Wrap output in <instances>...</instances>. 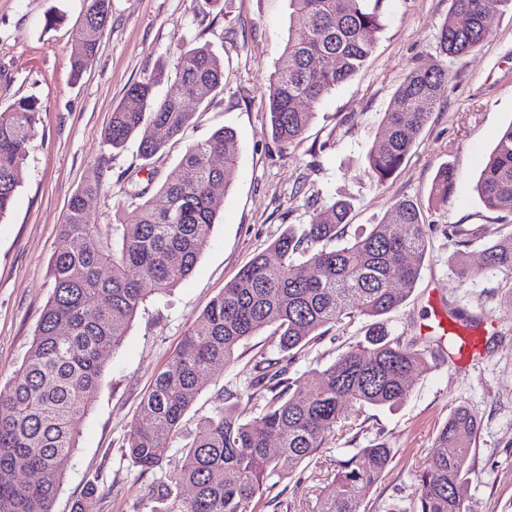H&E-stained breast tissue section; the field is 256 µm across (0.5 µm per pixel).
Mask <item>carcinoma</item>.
<instances>
[{
	"mask_svg": "<svg viewBox=\"0 0 512 512\" xmlns=\"http://www.w3.org/2000/svg\"><path fill=\"white\" fill-rule=\"evenodd\" d=\"M384 0H290L291 21L301 37L287 44L269 81L264 103L274 139L294 143L315 108L351 80L370 57L383 28ZM112 0H87L74 41V77L100 47ZM486 0H451L437 36L445 60L411 70L395 91L381 132L367 157L366 173L382 185L401 167L451 86L446 59L476 51L486 34ZM166 85L163 96L155 88ZM224 88V60L209 46L184 50L172 73L157 69L133 83L112 111L104 141L123 148L146 125L139 154L150 159L177 139L194 113ZM42 104L33 96L0 113V218L11 208L21 183L27 149ZM223 128L187 146L156 196L130 184L123 220L89 224L86 201L101 189L86 180L71 197L50 263L52 295L21 367L0 389V512H54L63 482L59 461L77 449L80 431L106 367L105 354L118 346L140 307L167 293L193 271L201 244L217 217L212 188L229 187L237 160ZM224 155L216 166L212 158ZM456 173L439 167L431 195L447 203ZM483 206L512 216V124L500 134L476 185ZM349 205L332 200L310 222L289 226L272 248L278 261L256 255L195 316L166 367L144 396L131 427L125 455L141 472L169 458L182 418L207 386L213 366L228 363L242 340L267 327L280 357L256 361L247 388L263 400L260 413L242 415L226 390L197 431L176 450L172 469L153 486L150 512H259L279 475V459L313 461L326 441L358 429L368 407L394 408L410 394L411 376L428 365L429 348L392 336L389 315L413 292L429 248L426 224L409 199L394 203L383 219L347 245L329 244L344 234ZM455 254L471 246L478 231L450 224ZM417 262H406V255ZM461 282L480 271L512 272V234L488 245L482 270L455 263ZM371 320L365 342L350 347L313 379L288 377V363L344 319ZM480 426L468 406L454 408L439 430L429 463L414 471L416 495L397 512H472L456 493L474 470L469 455ZM279 448L272 453L268 439ZM393 459L384 443L345 448L336 458L338 490L322 496L316 512H360L362 491L377 483ZM189 487L192 495L181 490Z\"/></svg>",
	"mask_w": 512,
	"mask_h": 512,
	"instance_id": "obj_1",
	"label": "carcinoma"
}]
</instances>
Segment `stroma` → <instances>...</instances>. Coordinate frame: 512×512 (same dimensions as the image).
I'll return each instance as SVG.
<instances>
[{"instance_id": "1", "label": "stroma", "mask_w": 512, "mask_h": 512, "mask_svg": "<svg viewBox=\"0 0 512 512\" xmlns=\"http://www.w3.org/2000/svg\"><path fill=\"white\" fill-rule=\"evenodd\" d=\"M449 0H385L384 27L359 73L316 108L299 141L278 145L271 137L263 95L292 36L289 0H215L199 17L196 0H112L99 51L80 80L69 56L86 0H0V112L15 99L36 96L43 104L30 141L22 182L11 210L0 218V387L26 358L35 328L53 290L49 262L70 198L87 177L102 188L87 207L92 224H116L127 205L128 182L159 184L194 141L229 127L237 167L231 185L217 189L214 228L192 274L141 307L107 366L78 451L61 469L55 512L96 485L93 512H149L155 474L140 473L125 456L124 439L156 371L182 342L192 319L259 252L291 224H305L329 198L351 205L346 235L378 223L398 200L420 207L430 236L422 276L405 304L390 316L393 334L415 339L434 352L427 369L412 378L400 406L367 409L352 445L384 442L394 457L385 476L367 488L362 512L407 505L412 473L430 458L438 429L460 403L473 408L480 427L472 448L475 470L462 488L474 512H512V274L482 273L458 286L448 259L447 225L481 231L464 262L482 265L483 249L512 234L499 214L482 205L475 186L499 133L512 124V10L490 0L483 45L451 59L453 87L440 103L400 169L384 185L367 176L366 158L388 104L406 74L439 61L437 34ZM209 44L224 59V90L196 110L181 138L153 159L138 152L140 136L125 149L104 141L113 109L125 90L158 67L174 71L185 46ZM454 166L457 186L450 204L429 199L440 164ZM463 309L467 320L454 317ZM448 314L452 331L470 330L479 341L474 359L427 330L435 314ZM358 316L328 333L288 366L289 377L312 376L349 346L363 341ZM269 330L238 347L235 361L210 372L208 386L183 417L195 431L214 407L216 393H237L238 409L256 416L262 402L244 383L255 360L277 357ZM344 441L328 439L319 462L280 460L276 499L265 512H314L336 486L334 461Z\"/></svg>"}]
</instances>
